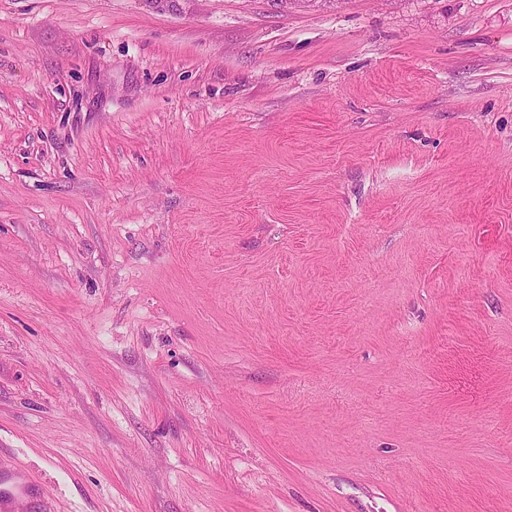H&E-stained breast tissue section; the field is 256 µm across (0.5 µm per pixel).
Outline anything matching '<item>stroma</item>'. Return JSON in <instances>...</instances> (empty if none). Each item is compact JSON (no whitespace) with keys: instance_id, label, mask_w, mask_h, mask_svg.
Instances as JSON below:
<instances>
[{"instance_id":"obj_1","label":"stroma","mask_w":512,"mask_h":512,"mask_svg":"<svg viewBox=\"0 0 512 512\" xmlns=\"http://www.w3.org/2000/svg\"><path fill=\"white\" fill-rule=\"evenodd\" d=\"M20 512H512V0H0Z\"/></svg>"}]
</instances>
